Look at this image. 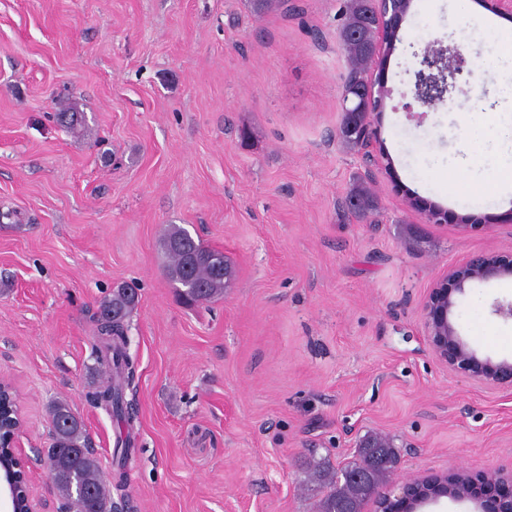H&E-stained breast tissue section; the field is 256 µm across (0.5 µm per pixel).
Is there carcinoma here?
<instances>
[{
    "mask_svg": "<svg viewBox=\"0 0 512 512\" xmlns=\"http://www.w3.org/2000/svg\"><path fill=\"white\" fill-rule=\"evenodd\" d=\"M343 17L339 40L350 63L346 88L362 99L367 98L365 67L374 60L382 33L373 0H346ZM447 78L448 72L442 64L426 71L419 82L423 88L436 92ZM366 123L367 116L361 111L344 113L339 128L342 142L351 148L361 146L360 132L349 136L344 128L351 125L360 128ZM348 208L356 216L375 209V201L364 184L351 189ZM161 248L168 259L169 277L178 284L177 290L190 297V303L210 302L224 294L231 270L223 252L204 247L186 228L176 224L165 230ZM135 304L132 289L119 286L100 305L98 322L103 335L100 360L112 366L113 380L104 390L91 394V398L109 403L116 419L127 426L131 425L132 416L124 407V387L132 380L134 370L126 351L123 320ZM50 417L55 435L46 458L55 489L66 500L69 512H112V499L104 489L98 461L84 442L81 421L65 401L52 405ZM395 460V448L375 440L362 447L358 460L339 473L315 467L309 479L325 490L316 505L317 512H364L368 503L380 496Z\"/></svg>",
    "mask_w": 512,
    "mask_h": 512,
    "instance_id": "carcinoma-1",
    "label": "carcinoma"
}]
</instances>
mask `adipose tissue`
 Masks as SVG:
<instances>
[{
  "instance_id": "1",
  "label": "adipose tissue",
  "mask_w": 512,
  "mask_h": 512,
  "mask_svg": "<svg viewBox=\"0 0 512 512\" xmlns=\"http://www.w3.org/2000/svg\"><path fill=\"white\" fill-rule=\"evenodd\" d=\"M494 74L499 79L496 108L497 121L487 123L482 113L466 115L465 146L456 159L458 175L473 177L485 165L484 152H512V52L502 53L496 61Z\"/></svg>"
}]
</instances>
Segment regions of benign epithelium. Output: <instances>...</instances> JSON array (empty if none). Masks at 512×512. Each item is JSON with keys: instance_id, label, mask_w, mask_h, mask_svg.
<instances>
[{"instance_id": "benign-epithelium-1", "label": "benign epithelium", "mask_w": 512, "mask_h": 512, "mask_svg": "<svg viewBox=\"0 0 512 512\" xmlns=\"http://www.w3.org/2000/svg\"><path fill=\"white\" fill-rule=\"evenodd\" d=\"M397 3L398 18L382 34L381 52L392 53L399 22L409 13L412 0H379V4ZM408 206L424 214L427 222L439 224L448 219L447 211L418 195L406 192ZM512 279V252L478 253L448 268L430 288L422 302L424 332L435 358L448 371L490 388L512 391V360L482 359L462 339L454 321L457 295L466 285L492 280ZM16 406L10 386L0 384V512H51L48 500L38 495L29 470L15 452L24 422L14 414ZM449 498L470 501L476 512H501V505L512 506V480L504 482L498 474L473 477L464 472L435 473L410 478L400 492L382 493L374 502V512H421V508Z\"/></svg>"}]
</instances>
